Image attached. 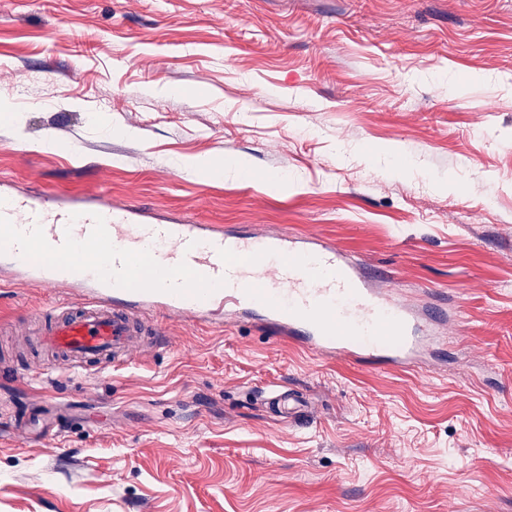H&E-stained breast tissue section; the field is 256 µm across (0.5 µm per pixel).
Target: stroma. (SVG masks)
<instances>
[{"instance_id": "stroma-1", "label": "stroma", "mask_w": 512, "mask_h": 512, "mask_svg": "<svg viewBox=\"0 0 512 512\" xmlns=\"http://www.w3.org/2000/svg\"><path fill=\"white\" fill-rule=\"evenodd\" d=\"M219 156L250 178L183 172ZM1 183L325 239L440 343L367 368L160 315L125 370L44 372L16 328L77 293L0 268V512H512V0H0Z\"/></svg>"}]
</instances>
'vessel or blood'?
Wrapping results in <instances>:
<instances>
[{"mask_svg": "<svg viewBox=\"0 0 512 512\" xmlns=\"http://www.w3.org/2000/svg\"><path fill=\"white\" fill-rule=\"evenodd\" d=\"M0 263L45 288L79 289L39 345L73 368L127 367L152 348L154 315L192 321L259 318L323 357L414 369L428 331L409 303L375 285L358 260L308 235L227 233L152 221L101 197L41 201L0 189Z\"/></svg>", "mask_w": 512, "mask_h": 512, "instance_id": "vessel-or-blood-1", "label": "vessel or blood"}]
</instances>
